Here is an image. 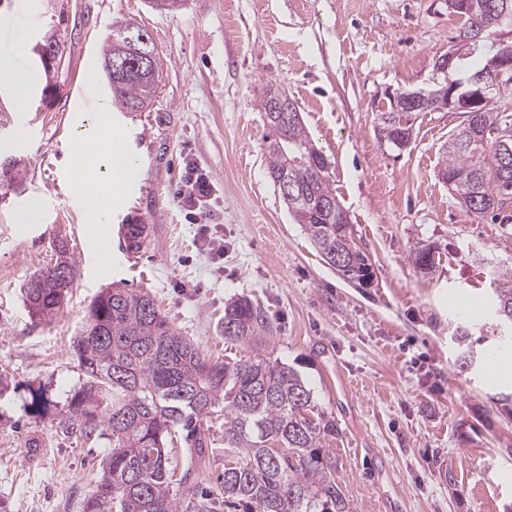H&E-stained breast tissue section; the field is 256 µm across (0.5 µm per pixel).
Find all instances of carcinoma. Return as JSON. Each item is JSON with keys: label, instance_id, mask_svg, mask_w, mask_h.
<instances>
[{"label": "carcinoma", "instance_id": "obj_1", "mask_svg": "<svg viewBox=\"0 0 512 512\" xmlns=\"http://www.w3.org/2000/svg\"><path fill=\"white\" fill-rule=\"evenodd\" d=\"M462 15V32L498 28L503 3L512 15V0H474ZM140 27L112 23L103 63H112V95L127 112L147 109L158 90L160 59L145 63L127 36ZM288 94L270 85L261 109L269 135L265 155L271 181L288 177L280 193L289 215L304 227L328 265L341 244L347 263L341 279L363 284L372 276L368 256L355 245L349 224L339 223L345 210L336 198L328 164L315 147L301 114L271 117L276 97ZM500 96L486 98L477 133L460 129L451 135L440 172L448 174L452 196L478 217L499 211L512 200V176H501L498 147L482 133L512 131V114L498 109ZM383 140L400 147V135L411 137L402 115L388 106L381 113ZM26 176L22 161L0 159V178L12 186ZM435 248L416 251L415 265L435 268ZM72 281H61L47 269L26 285L30 311L49 318L63 306ZM492 315L512 326V288L495 289ZM273 335L266 311L241 297L224 307L227 343H263ZM461 364L470 367L478 355L464 326L455 328ZM85 382L68 405L64 429L79 428L87 438L101 430L112 435V451L103 476L89 497L95 512H212L214 499L198 494L186 477L173 480L176 430L184 432L185 450L208 455L213 439L209 415L224 410V474L219 495L224 507L242 504L252 512H351L349 499L336 480V465L323 441L339 435L336 420L318 411L313 394L294 368L258 349L246 359L212 361L191 340L177 334L149 295L109 288L92 303L82 332L74 341Z\"/></svg>", "mask_w": 512, "mask_h": 512}]
</instances>
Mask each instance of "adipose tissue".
Listing matches in <instances>:
<instances>
[{"instance_id":"obj_1","label":"adipose tissue","mask_w":512,"mask_h":512,"mask_svg":"<svg viewBox=\"0 0 512 512\" xmlns=\"http://www.w3.org/2000/svg\"><path fill=\"white\" fill-rule=\"evenodd\" d=\"M71 163L89 183L84 197L93 232L87 240L97 268H111L112 211L120 194L142 177L143 165L116 134L109 106L83 114L73 136Z\"/></svg>"}]
</instances>
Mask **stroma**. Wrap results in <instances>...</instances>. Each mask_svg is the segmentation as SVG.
<instances>
[{"instance_id": "stroma-1", "label": "stroma", "mask_w": 512, "mask_h": 512, "mask_svg": "<svg viewBox=\"0 0 512 512\" xmlns=\"http://www.w3.org/2000/svg\"><path fill=\"white\" fill-rule=\"evenodd\" d=\"M116 20L149 33L162 73L150 109L112 110L144 176L113 212L103 272L86 251L70 157L76 117L112 99L101 47ZM460 27L448 0H185L169 13L148 0H0V58L28 76L0 137V155L27 163L24 190L0 183V512H84L96 488L111 436L59 422L85 379L75 338L112 287L150 295L210 358L250 352L225 343V305L246 296L263 307L276 357L340 428L327 446L352 512H512V409L498 401L512 392V360L460 369L452 337L463 324L478 351L497 345L491 264L512 266V205L476 218L440 180L461 113H411L401 149L380 133L389 94L426 86ZM49 28L63 50L50 78L32 51ZM270 84L326 158L373 265L366 285L324 263L268 177L260 101ZM189 162L215 185L205 231L223 256L201 250L204 230L174 200ZM34 198L38 224L16 223ZM125 224L146 227L133 259ZM428 245L441 260L425 274L414 257ZM62 253L75 267L67 300L52 319L33 317L26 284ZM210 424L214 453L197 466L182 453L176 465L204 488L224 470L223 413Z\"/></svg>"}]
</instances>
